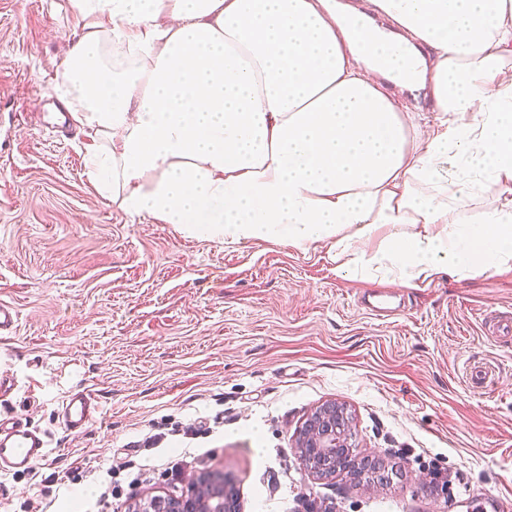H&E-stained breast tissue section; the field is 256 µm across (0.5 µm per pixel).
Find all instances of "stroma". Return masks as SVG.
I'll return each instance as SVG.
<instances>
[{
	"instance_id": "obj_1",
	"label": "stroma",
	"mask_w": 512,
	"mask_h": 512,
	"mask_svg": "<svg viewBox=\"0 0 512 512\" xmlns=\"http://www.w3.org/2000/svg\"><path fill=\"white\" fill-rule=\"evenodd\" d=\"M76 24L70 0H0V301L18 312L0 410L52 443L31 474L5 477L0 512H130L181 495L200 465L224 473L241 512H304L306 496L444 512L423 485L437 466L512 512V270L406 286L346 273L326 245H226L131 216L97 191L91 141L62 115ZM475 366L492 373L485 390L468 384ZM84 388L103 411L74 436L57 410ZM329 403L352 418L353 459L405 458L402 480L313 474L296 433ZM73 462L80 482L45 489ZM128 462L145 481L118 497L106 471Z\"/></svg>"
}]
</instances>
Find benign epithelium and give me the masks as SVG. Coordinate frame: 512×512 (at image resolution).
<instances>
[{"mask_svg": "<svg viewBox=\"0 0 512 512\" xmlns=\"http://www.w3.org/2000/svg\"><path fill=\"white\" fill-rule=\"evenodd\" d=\"M351 421L347 411L325 406L313 413L300 430L299 447L315 449L330 462L350 447ZM212 480L198 474L186 480V491L179 497H152L133 512H237V502L228 491H211Z\"/></svg>", "mask_w": 512, "mask_h": 512, "instance_id": "obj_1", "label": "benign epithelium"}]
</instances>
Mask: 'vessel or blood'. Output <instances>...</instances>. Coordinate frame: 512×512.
I'll use <instances>...</instances> for the list:
<instances>
[{"label": "vessel or blood", "mask_w": 512, "mask_h": 512, "mask_svg": "<svg viewBox=\"0 0 512 512\" xmlns=\"http://www.w3.org/2000/svg\"><path fill=\"white\" fill-rule=\"evenodd\" d=\"M101 408L94 396L84 390H73L59 405L57 418L63 428L74 434L86 433L93 425ZM50 441L44 431L23 422L15 416H0V473L32 472L49 455ZM467 512H500L499 496L482 493L469 494Z\"/></svg>", "instance_id": "obj_1"}]
</instances>
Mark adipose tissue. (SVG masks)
<instances>
[{"instance_id":"obj_1","label":"adipose tissue","mask_w":512,"mask_h":512,"mask_svg":"<svg viewBox=\"0 0 512 512\" xmlns=\"http://www.w3.org/2000/svg\"><path fill=\"white\" fill-rule=\"evenodd\" d=\"M71 4L58 96L105 139L89 173L127 213L327 243L408 285L512 265V0ZM392 82L425 92L429 131ZM491 188L504 201L465 215Z\"/></svg>"}]
</instances>
